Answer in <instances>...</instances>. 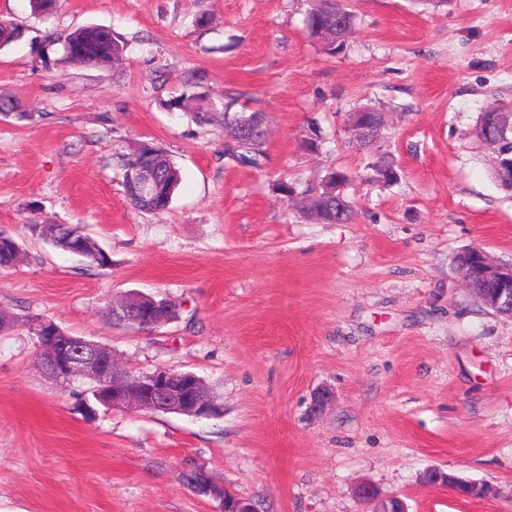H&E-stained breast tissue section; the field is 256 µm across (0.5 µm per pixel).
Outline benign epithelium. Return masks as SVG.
<instances>
[{"mask_svg":"<svg viewBox=\"0 0 512 512\" xmlns=\"http://www.w3.org/2000/svg\"><path fill=\"white\" fill-rule=\"evenodd\" d=\"M374 118L367 112L350 116L349 127L362 137L373 126ZM468 254L472 260L459 256L457 263L468 290L486 307L512 317V265L491 262L483 250L474 247ZM483 287L476 288V278ZM112 314L135 323L142 312L135 296L112 301ZM40 367L58 381L81 380L93 384L98 402L108 410L136 409L143 412H174L196 419L215 415L219 407L202 380L192 372H173L158 368L135 375L115 358L112 349L85 337L73 336L48 320L33 324ZM198 496H209L220 502L222 512H256L254 504L216 485L204 468L194 466L181 472ZM423 480L431 485L451 489L462 498L483 499L494 494L486 482L456 481L439 468H430ZM359 500L369 512H408L398 496H382L372 486L364 485Z\"/></svg>","mask_w":512,"mask_h":512,"instance_id":"obj_1","label":"benign epithelium"}]
</instances>
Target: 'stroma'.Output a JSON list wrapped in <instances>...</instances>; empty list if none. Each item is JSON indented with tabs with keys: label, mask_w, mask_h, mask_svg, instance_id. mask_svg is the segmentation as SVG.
Wrapping results in <instances>:
<instances>
[{
	"label": "stroma",
	"mask_w": 512,
	"mask_h": 512,
	"mask_svg": "<svg viewBox=\"0 0 512 512\" xmlns=\"http://www.w3.org/2000/svg\"><path fill=\"white\" fill-rule=\"evenodd\" d=\"M340 3L355 29L331 57L305 29L309 0H60L46 19L0 0V22L26 30L0 49V233L21 246L0 311L105 344L135 373L193 372L221 406L80 410L83 385L47 378L16 327L0 335V512H218L180 483L191 464L259 512H364L363 481L409 512H512V318L457 266L472 247L512 265V190L474 135L487 103L512 108V0ZM89 24L126 42L121 62L41 46ZM184 92L266 113L260 168L225 158L223 118L168 110ZM365 104L384 123L362 146L348 115ZM143 141L181 170L162 213L133 210L112 168ZM382 156L389 184L367 178ZM334 168L352 175L349 223L307 219L275 189ZM37 222L85 227L111 265L46 245ZM131 292L180 304V320L115 324L106 311ZM321 386L335 399L315 414ZM432 466L497 494L426 484Z\"/></svg>",
	"instance_id": "obj_1"
}]
</instances>
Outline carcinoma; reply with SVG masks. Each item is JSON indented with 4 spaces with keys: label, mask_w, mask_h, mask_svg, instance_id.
Segmentation results:
<instances>
[{
    "label": "carcinoma",
    "mask_w": 512,
    "mask_h": 512,
    "mask_svg": "<svg viewBox=\"0 0 512 512\" xmlns=\"http://www.w3.org/2000/svg\"><path fill=\"white\" fill-rule=\"evenodd\" d=\"M308 32L329 55L342 52L347 36L352 32L353 15L337 0H312V8L307 15ZM24 31L10 24L0 23V49L19 41ZM64 60L70 64L104 66L115 64L123 59L124 45L112 33V29L99 25H85L68 33L63 41ZM200 100L195 95H182L169 101V107L191 109ZM196 108V107H194ZM231 105H225L224 119L234 129L233 142L224 149V154L237 163L252 168L260 167L263 155L266 116L262 112H230ZM195 120L207 124L211 112L199 106L194 112ZM478 126L485 143L497 149L501 159L512 157V111L490 103L480 113ZM144 165L150 166L155 174L154 188L149 196L141 195L130 181V176ZM113 166L120 171L122 186L133 208L146 213H159L169 208L181 182L180 169L160 146L142 144L127 153L113 158ZM352 175L345 170H331L314 187L301 186L297 181L280 180L278 190L287 197H302L308 193L317 199V208L311 216L326 224H345L353 213V204L346 193ZM341 194L344 207L336 211V194ZM41 239L51 247L65 250L63 239L55 236L52 225L38 224ZM20 253V245L6 236L0 240V268L14 265L15 256ZM86 260L100 267L112 263L111 258L96 239H91V249Z\"/></svg>",
    "instance_id": "obj_1"
}]
</instances>
